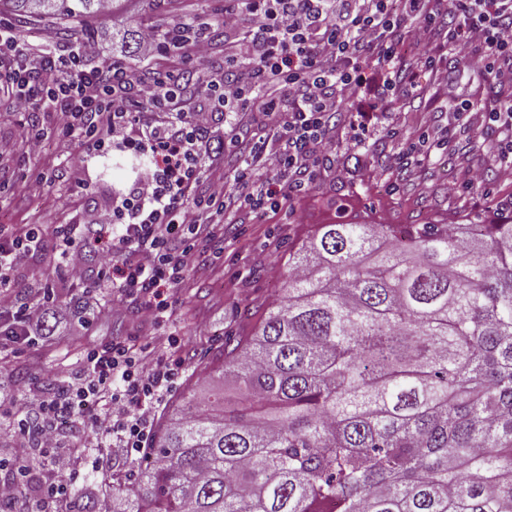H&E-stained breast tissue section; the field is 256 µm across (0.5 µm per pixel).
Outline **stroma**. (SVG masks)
Wrapping results in <instances>:
<instances>
[{"mask_svg": "<svg viewBox=\"0 0 512 512\" xmlns=\"http://www.w3.org/2000/svg\"><path fill=\"white\" fill-rule=\"evenodd\" d=\"M232 5L233 0H165L164 7L156 9L150 0H116L110 15L95 20L99 34L84 43V61L91 68L111 61L148 77L224 72L227 51L224 31L218 27L212 30L214 47L203 64L191 56L163 50L145 60L113 49L112 40L130 26L163 29L184 16L202 12L217 20ZM0 24L15 25L25 48L32 51L45 36L64 54L75 44L67 35L74 26L69 18L17 23L2 14ZM427 112L434 123H444L430 96H411L403 106L382 116L376 134L361 147L351 143L348 125H340L335 162L320 172L306 193L284 202L264 223H256L253 215L244 213L239 223L225 226L224 250L213 273L194 277L188 288L175 295L166 327L177 332L186 351V366L176 386L162 398L161 407L187 401L203 389L226 337L253 333L271 299L283 291L289 250L299 246L316 225L335 220L337 201H345L354 214L377 224H474L487 216L484 199L458 187L454 166L422 163L417 169L421 179L417 186L395 181L387 173L388 158L398 152L403 137L418 130ZM30 120L27 113L12 111L8 100H0V142L14 150L13 164L0 168V195L10 200L0 224L54 221L64 196L75 200L77 222L99 223L119 194L133 184L143 159L120 150L98 156L92 147L65 138L47 112L34 119L46 137L47 148L37 159H28L22 135ZM64 278L51 244L23 257L17 269L18 291L23 295L48 283L59 285ZM135 314L133 304L120 300L109 318L93 322L83 343L55 336L19 352L4 353L0 356V394L9 396L22 390L36 396L48 393L57 372L79 371L83 344L111 339L140 346L150 343L157 327L137 324Z\"/></svg>", "mask_w": 512, "mask_h": 512, "instance_id": "1", "label": "stroma"}]
</instances>
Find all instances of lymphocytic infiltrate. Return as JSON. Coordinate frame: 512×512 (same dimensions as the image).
Masks as SVG:
<instances>
[{
	"instance_id": "1",
	"label": "lymphocytic infiltrate",
	"mask_w": 512,
	"mask_h": 512,
	"mask_svg": "<svg viewBox=\"0 0 512 512\" xmlns=\"http://www.w3.org/2000/svg\"><path fill=\"white\" fill-rule=\"evenodd\" d=\"M248 16L253 26H244ZM219 24L234 36L229 59L240 78L208 74L199 81L223 105L231 142H248L249 149L229 177L231 189L215 188L203 199L193 190L213 165L212 110L123 67L87 68L78 46L64 56L46 41L28 52L14 29L0 26V76L14 111L52 113L75 143L102 152L127 144L147 159L110 218L99 281L135 303L141 322L170 319L174 293L190 273L210 268V252L240 211L260 219L306 191L333 160L336 117L347 106L358 103L350 126L355 139L365 140L375 127L376 101L388 93L405 101L418 91L421 72L470 68L486 93L461 99L443 89L446 128L406 142L392 168L417 166L422 145L447 150L454 131L479 125L493 134L487 152L497 179L512 182V0H236ZM140 99L165 121L132 115L129 105ZM254 112L266 118L258 132L245 121ZM48 237L67 279L86 281V225L1 224L0 341L29 344L47 336L48 291L20 300L15 266ZM176 346L171 334L142 348L117 339L85 345L79 373L60 376L51 393L12 400L6 416L26 447L47 458L48 469L32 497L24 469L0 481V504L67 512L85 465L82 456L58 449L71 427L86 428L98 450L115 442L129 459L141 458L156 407L183 374Z\"/></svg>"
}]
</instances>
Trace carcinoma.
Masks as SVG:
<instances>
[{
  "mask_svg": "<svg viewBox=\"0 0 512 512\" xmlns=\"http://www.w3.org/2000/svg\"><path fill=\"white\" fill-rule=\"evenodd\" d=\"M288 266L224 340L239 404L211 383L174 408L112 512H512V224H321Z\"/></svg>",
  "mask_w": 512,
  "mask_h": 512,
  "instance_id": "obj_1",
  "label": "carcinoma"
}]
</instances>
